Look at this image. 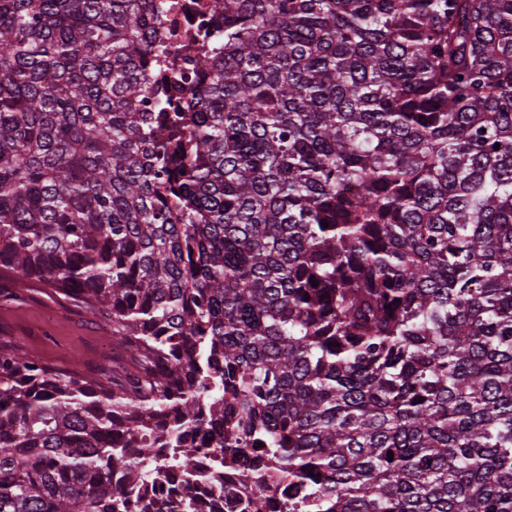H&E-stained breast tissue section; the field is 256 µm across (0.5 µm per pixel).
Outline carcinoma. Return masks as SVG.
Instances as JSON below:
<instances>
[{"instance_id":"cac0c4a2","label":"carcinoma","mask_w":512,"mask_h":512,"mask_svg":"<svg viewBox=\"0 0 512 512\" xmlns=\"http://www.w3.org/2000/svg\"><path fill=\"white\" fill-rule=\"evenodd\" d=\"M210 7L171 145L152 0H0V270L128 358L0 347V512H190L214 416L282 512H512V0ZM220 435L224 437V423L217 421L213 427L194 432L191 436L198 448L197 470L213 469L214 453L212 449L215 448V442ZM208 438H212V441H208ZM156 457L159 460H164L169 464V477L171 482L165 484L159 492L160 496L169 500H177L181 494L182 487L180 485V468L179 465L172 460V449L163 448L162 446L156 447Z\"/></svg>"}]
</instances>
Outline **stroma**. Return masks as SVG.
<instances>
[{"mask_svg": "<svg viewBox=\"0 0 512 512\" xmlns=\"http://www.w3.org/2000/svg\"><path fill=\"white\" fill-rule=\"evenodd\" d=\"M0 344L18 346L43 364L101 378L102 359L112 351L104 321L75 307L66 308L44 293L14 300L0 288Z\"/></svg>", "mask_w": 512, "mask_h": 512, "instance_id": "35a3bbf8", "label": "stroma"}]
</instances>
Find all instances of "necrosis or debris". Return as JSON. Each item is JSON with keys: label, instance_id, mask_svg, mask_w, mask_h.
Segmentation results:
<instances>
[{"label": "necrosis or debris", "instance_id": "4bbe7bcc", "mask_svg": "<svg viewBox=\"0 0 512 512\" xmlns=\"http://www.w3.org/2000/svg\"><path fill=\"white\" fill-rule=\"evenodd\" d=\"M158 21L151 40L160 83L143 98L144 112H194L192 93L224 39L210 11V0H154Z\"/></svg>", "mask_w": 512, "mask_h": 512}]
</instances>
